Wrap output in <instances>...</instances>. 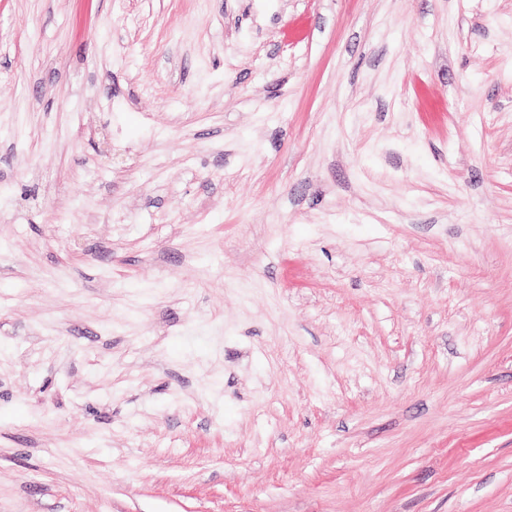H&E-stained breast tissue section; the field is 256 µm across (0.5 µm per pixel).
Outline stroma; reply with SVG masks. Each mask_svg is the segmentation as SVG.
<instances>
[{
  "mask_svg": "<svg viewBox=\"0 0 512 512\" xmlns=\"http://www.w3.org/2000/svg\"><path fill=\"white\" fill-rule=\"evenodd\" d=\"M0 512H512V0H0Z\"/></svg>",
  "mask_w": 512,
  "mask_h": 512,
  "instance_id": "1",
  "label": "stroma"
}]
</instances>
